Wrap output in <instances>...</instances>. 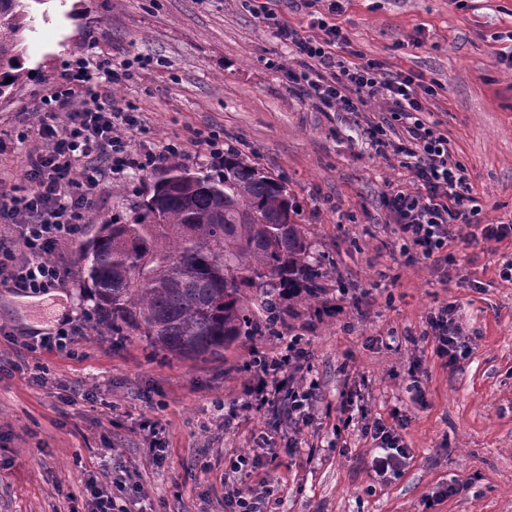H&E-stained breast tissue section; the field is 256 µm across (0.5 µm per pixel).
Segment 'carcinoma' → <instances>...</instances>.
Returning a JSON list of instances; mask_svg holds the SVG:
<instances>
[{
  "label": "carcinoma",
  "instance_id": "cac0c4a2",
  "mask_svg": "<svg viewBox=\"0 0 512 512\" xmlns=\"http://www.w3.org/2000/svg\"><path fill=\"white\" fill-rule=\"evenodd\" d=\"M46 2L0 0V98L29 75L24 42L34 5ZM187 171L169 160L134 221L100 225L82 260L95 329L192 359L262 335L286 303L320 299L326 272L311 261L283 181L236 149L224 151L215 177L180 178Z\"/></svg>",
  "mask_w": 512,
  "mask_h": 512
}]
</instances>
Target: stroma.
<instances>
[{
    "label": "stroma",
    "instance_id": "35a3bbf8",
    "mask_svg": "<svg viewBox=\"0 0 512 512\" xmlns=\"http://www.w3.org/2000/svg\"><path fill=\"white\" fill-rule=\"evenodd\" d=\"M43 9L27 42L32 74L0 100V188L24 187L40 102L77 60L145 58L110 92L140 122L126 133L130 147L180 142L185 164L211 175L205 138L216 134L281 179L326 293L217 356L182 359L89 330L69 350H48L42 336L95 308L80 248L59 246L51 259L73 268L67 287L0 286V512H89L92 482L127 512H222L224 468L237 454L263 466L276 512H512V276L502 271L512 235L486 243L461 229L448 240L449 269L401 256L385 199L413 189L412 174L366 141L373 125L405 138L401 122L378 98L334 112L289 86L300 58L241 0H47ZM335 22L385 75L420 76L430 90L421 118L467 170L480 222L512 224V69L502 61L512 43L499 38L512 30V0H343ZM164 173L106 174L91 215L130 223ZM449 304L471 347L452 367L425 337L428 315ZM294 338L309 352L300 381L316 386L303 423L247 392L256 354ZM37 365L48 384L33 381ZM348 383L360 386L367 417L344 410ZM395 411L407 418L410 455L379 477L362 426ZM147 420L161 423L159 437ZM118 471L138 491H118ZM449 485L454 494L428 505Z\"/></svg>",
    "mask_w": 512,
    "mask_h": 512
}]
</instances>
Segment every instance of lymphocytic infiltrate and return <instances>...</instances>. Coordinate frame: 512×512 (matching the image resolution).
Returning a JSON list of instances; mask_svg holds the SVG:
<instances>
[{
  "label": "lymphocytic infiltrate",
  "instance_id": "lymphocytic-infiltrate-1",
  "mask_svg": "<svg viewBox=\"0 0 512 512\" xmlns=\"http://www.w3.org/2000/svg\"><path fill=\"white\" fill-rule=\"evenodd\" d=\"M256 13L275 38L302 59L301 70L288 71V81L305 87L320 107L351 112L354 97H378L405 121L407 136L394 150L406 158L416 188L396 191L387 199L401 254L435 258L447 246L452 229L461 225L477 228L486 241L498 242L512 234L511 224L478 222L469 178L453 158L447 136L418 117L424 109L418 76L407 73L382 79L379 64L362 60L343 29L324 18L311 19L301 29L268 7H258ZM131 77L126 64L117 68L103 64L93 71L80 65L65 87L42 99L41 143L29 156L27 185L23 194L0 202V219H9L16 229L12 243L0 241L1 286L43 295L64 287L71 271L49 256L60 244L79 241L104 170L144 172L162 160L186 157L184 146L177 142L160 152L130 149L123 133L136 129L139 122L131 112L114 110L100 89L124 84ZM78 93L84 95V104L71 108ZM428 325L437 356L455 364L467 345L453 311L439 310ZM305 356V348L295 340L283 353L263 356L250 395L260 406L275 410L284 404L290 416L307 419L314 389L292 384L288 378L302 370ZM364 433L377 449L371 462L377 475L396 471L408 458L396 427L376 419L366 423Z\"/></svg>",
  "mask_w": 512,
  "mask_h": 512
}]
</instances>
